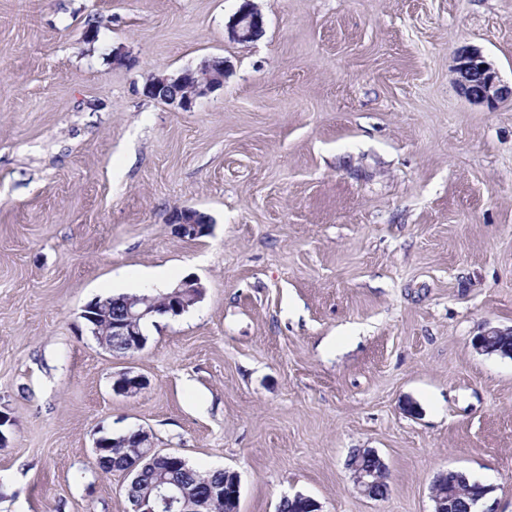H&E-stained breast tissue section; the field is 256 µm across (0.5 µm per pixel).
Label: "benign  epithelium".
<instances>
[{"instance_id":"1","label":"benign epithelium","mask_w":512,"mask_h":512,"mask_svg":"<svg viewBox=\"0 0 512 512\" xmlns=\"http://www.w3.org/2000/svg\"><path fill=\"white\" fill-rule=\"evenodd\" d=\"M263 28L261 15L251 3L246 2L232 17L229 30L231 37L239 42H250L260 35ZM455 83L461 93L470 101L478 104L494 105L504 98H512V85H506L499 79L497 71L491 63L475 49L463 48L457 56ZM227 74L226 64L222 58H212L203 61L194 70L188 69L177 76L159 75L152 78L145 86V94L149 97L160 98L168 103H175L181 109L192 108L196 100L212 92L224 84ZM199 212L182 208L171 215V223L178 225L182 236L198 237L209 230L210 223L202 221ZM203 295V287L196 279H185L171 294L172 304L169 312L185 309L187 305L196 302ZM159 301L152 294H139L123 300L121 307L112 313L111 331L114 336H122L133 345H143L141 339L142 327L158 312ZM147 381L140 374L125 371L119 374L112 384V390L117 394H132L145 388ZM142 440L141 458L130 460L124 464L123 471L130 476L125 487L131 512H210V502L217 496H224V487L216 486L210 489L209 495L190 497L175 483L167 480L156 487L154 497L150 500L138 498L132 493L141 473V460L150 456L162 458L170 465H178L183 458L175 453H160L152 446L148 432L139 430ZM122 440H109L100 436L94 443L95 462L103 459V453L114 448H122ZM355 484L360 492L370 498H376L374 489L385 482L387 474L383 460L371 449H357L350 463ZM431 500L433 512H452L454 498L432 486Z\"/></svg>"}]
</instances>
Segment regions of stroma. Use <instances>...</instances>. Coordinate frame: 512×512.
<instances>
[{
  "mask_svg": "<svg viewBox=\"0 0 512 512\" xmlns=\"http://www.w3.org/2000/svg\"><path fill=\"white\" fill-rule=\"evenodd\" d=\"M252 3L240 43L242 0H0V512H130L93 459L119 428L236 472L238 512H432L447 470L512 512V358L473 346L512 327V99L454 82L468 46L512 84V0ZM211 57L191 109L144 95ZM153 269L204 295L112 355L83 309ZM249 2L245 1L229 24L231 37L239 42H250L262 32V17ZM202 218H204L207 223H204ZM170 221L172 224L178 225L179 232L183 237L188 238L201 236L205 232L207 233L210 227V222L205 216L189 208H181L173 212ZM147 385L145 377L125 371L119 374L112 384V390L117 394H132L141 391ZM363 457L365 462L360 464ZM347 466L352 471L355 484L362 494L373 499L381 498L374 493V489L386 481L384 478L387 470L385 463L375 451L356 449L353 458L348 460Z\"/></svg>",
  "mask_w": 512,
  "mask_h": 512,
  "instance_id": "35a3bbf8",
  "label": "stroma"
}]
</instances>
